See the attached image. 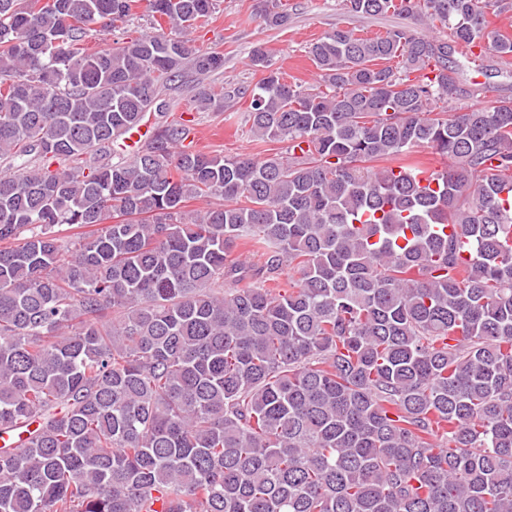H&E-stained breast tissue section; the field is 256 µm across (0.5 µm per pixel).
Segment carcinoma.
<instances>
[{
	"label": "carcinoma",
	"instance_id": "cac0c4a2",
	"mask_svg": "<svg viewBox=\"0 0 512 512\" xmlns=\"http://www.w3.org/2000/svg\"><path fill=\"white\" fill-rule=\"evenodd\" d=\"M342 2L409 23L311 85L255 48V157L166 120L216 0H0V512H512V98L458 107L455 58L512 60V0ZM150 26L147 24L145 19H134L128 23L116 22L115 28L105 25V22H99L92 27V31L89 33L88 46L90 48L105 47L112 45L113 40L122 37L123 31L129 30L133 34L146 33L151 31ZM134 31L138 33H134Z\"/></svg>",
	"mask_w": 512,
	"mask_h": 512
}]
</instances>
